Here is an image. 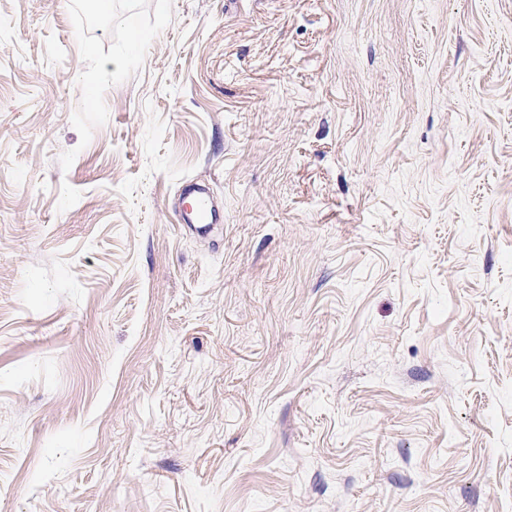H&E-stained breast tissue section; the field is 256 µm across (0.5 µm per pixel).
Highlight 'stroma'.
<instances>
[{
  "label": "stroma",
  "instance_id": "stroma-1",
  "mask_svg": "<svg viewBox=\"0 0 512 512\" xmlns=\"http://www.w3.org/2000/svg\"><path fill=\"white\" fill-rule=\"evenodd\" d=\"M90 2L0 0V512H512V0ZM185 192L192 196V206L186 209L182 214L183 224H203L199 229H204L207 225L211 224L216 215L214 210L209 204V200L201 188L195 185H189L185 188Z\"/></svg>",
  "mask_w": 512,
  "mask_h": 512
}]
</instances>
